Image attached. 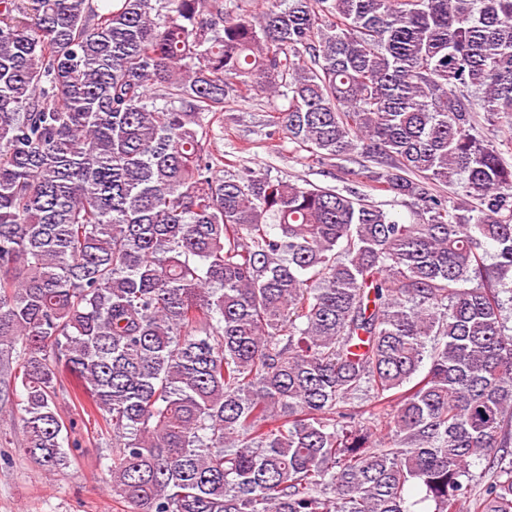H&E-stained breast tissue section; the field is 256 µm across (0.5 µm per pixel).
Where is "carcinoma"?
I'll return each instance as SVG.
<instances>
[{
    "mask_svg": "<svg viewBox=\"0 0 512 512\" xmlns=\"http://www.w3.org/2000/svg\"><path fill=\"white\" fill-rule=\"evenodd\" d=\"M246 3L0 0L24 455L70 463L67 373L132 512H512V0ZM259 89L412 220L224 169L213 124Z\"/></svg>",
    "mask_w": 512,
    "mask_h": 512,
    "instance_id": "carcinoma-1",
    "label": "carcinoma"
}]
</instances>
